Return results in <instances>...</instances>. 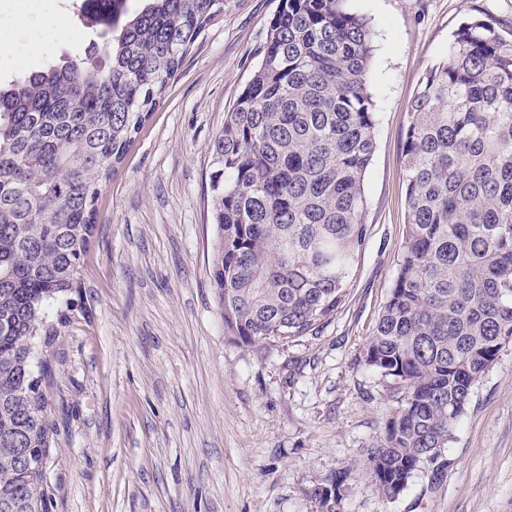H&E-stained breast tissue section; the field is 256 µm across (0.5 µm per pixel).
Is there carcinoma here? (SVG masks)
Returning a JSON list of instances; mask_svg holds the SVG:
<instances>
[{
    "instance_id": "1",
    "label": "carcinoma",
    "mask_w": 512,
    "mask_h": 512,
    "mask_svg": "<svg viewBox=\"0 0 512 512\" xmlns=\"http://www.w3.org/2000/svg\"><path fill=\"white\" fill-rule=\"evenodd\" d=\"M103 52L0 87V512H50L52 306L81 288L93 195L224 0H86ZM346 0H280L262 59L214 137L211 280L224 333L271 349L344 304L369 240L375 33ZM405 237L365 363L401 393L363 466L395 500L443 457L475 384L512 343V33L471 15L426 70L403 145ZM314 485L321 512L344 493Z\"/></svg>"
}]
</instances>
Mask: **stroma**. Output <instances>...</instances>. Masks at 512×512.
I'll return each instance as SVG.
<instances>
[{
  "label": "stroma",
  "mask_w": 512,
  "mask_h": 512,
  "mask_svg": "<svg viewBox=\"0 0 512 512\" xmlns=\"http://www.w3.org/2000/svg\"><path fill=\"white\" fill-rule=\"evenodd\" d=\"M279 0H224L103 183L84 278L53 350L51 512H320L310 488L347 473L339 512H512V345L475 385L446 448L395 500L361 461L396 405L364 361L405 234L409 102L465 16L512 28V0H349L375 30L370 228L348 296L317 334L255 356L231 342L210 280V145L261 59ZM52 31L36 70L102 47L72 0H0V82Z\"/></svg>",
  "instance_id": "1"
}]
</instances>
